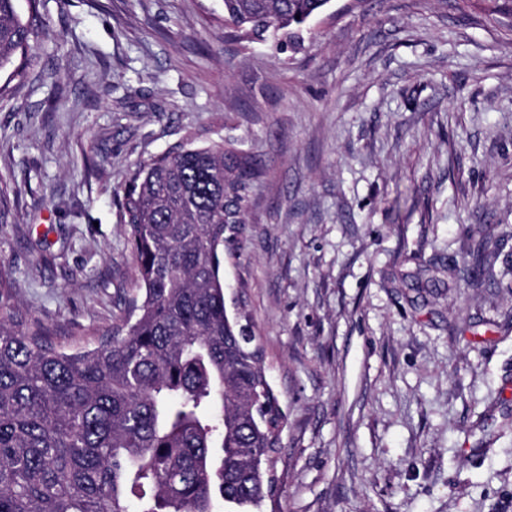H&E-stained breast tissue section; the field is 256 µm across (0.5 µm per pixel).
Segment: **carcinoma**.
I'll return each instance as SVG.
<instances>
[{
  "label": "carcinoma",
  "mask_w": 512,
  "mask_h": 512,
  "mask_svg": "<svg viewBox=\"0 0 512 512\" xmlns=\"http://www.w3.org/2000/svg\"><path fill=\"white\" fill-rule=\"evenodd\" d=\"M0 0V71L39 30ZM331 0H223L253 41L293 39ZM131 175L122 203L140 295L93 347L68 351L0 316V512H260L288 413L264 350L224 297V247L255 178L196 145Z\"/></svg>",
  "instance_id": "1"
}]
</instances>
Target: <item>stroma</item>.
Wrapping results in <instances>:
<instances>
[{
  "instance_id": "stroma-1",
  "label": "stroma",
  "mask_w": 512,
  "mask_h": 512,
  "mask_svg": "<svg viewBox=\"0 0 512 512\" xmlns=\"http://www.w3.org/2000/svg\"><path fill=\"white\" fill-rule=\"evenodd\" d=\"M0 72L12 314L78 349L136 294L120 201L195 132L258 174L227 295L288 412L262 512H512V19L486 0H332L293 45L223 0H16ZM483 226L487 269L469 262ZM16 0H0V71L7 68L18 50H26L39 30L18 14Z\"/></svg>"
}]
</instances>
